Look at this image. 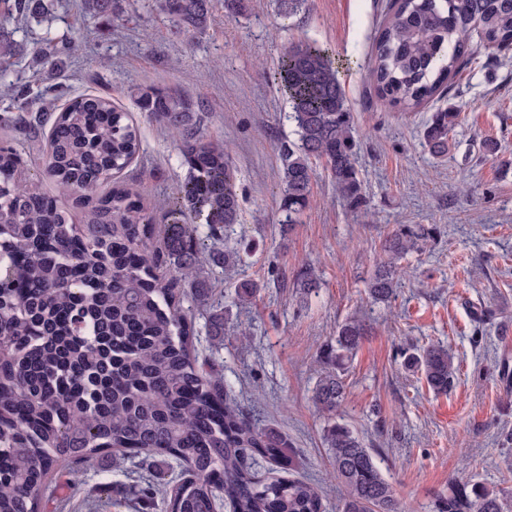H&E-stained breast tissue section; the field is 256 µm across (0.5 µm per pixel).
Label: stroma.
I'll return each instance as SVG.
<instances>
[{
  "label": "stroma",
  "mask_w": 512,
  "mask_h": 512,
  "mask_svg": "<svg viewBox=\"0 0 512 512\" xmlns=\"http://www.w3.org/2000/svg\"><path fill=\"white\" fill-rule=\"evenodd\" d=\"M215 21L193 39L174 37L154 0H129L112 19H83L80 0H54L43 23L11 21L24 49L45 31L75 37L79 52L58 67L19 63L15 75L42 88L63 83L76 93L110 97L140 129L141 151L121 181L163 207L187 171L174 136L137 111L131 89L154 85L191 98L207 135L230 150L242 203L239 224L224 234L242 258L216 271L224 290V341L212 342L196 317L197 347L224 375L260 427L285 436L297 470L339 512L323 441L326 419L312 402L316 354L349 317L367 328L346 377L343 421L372 448L401 512H436L452 480H470L512 500V389L499 378L512 366V49L470 34V63L433 100L412 112L379 101L368 78L371 47L392 14V0H304L282 21L275 0H247L235 14L214 0ZM328 49L355 118L354 164L365 202L339 199L324 164L316 166L312 201L298 224L279 222L278 142L292 130L274 72L288 48ZM463 106L446 157L432 156L424 131L434 113ZM497 142L488 155L484 140ZM400 224H433L438 237L402 260L391 303L369 300L364 280L383 259L382 243ZM317 289L297 285L305 267ZM259 286L255 299L234 300L240 279ZM493 310L483 327L474 310ZM448 346L458 367L448 394L434 395L401 365L403 348ZM141 459H103L78 489L54 494L55 512H136L129 504Z\"/></svg>",
  "instance_id": "1"
}]
</instances>
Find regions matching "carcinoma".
<instances>
[{"instance_id":"carcinoma-1","label":"carcinoma","mask_w":512,"mask_h":512,"mask_svg":"<svg viewBox=\"0 0 512 512\" xmlns=\"http://www.w3.org/2000/svg\"><path fill=\"white\" fill-rule=\"evenodd\" d=\"M3 18L27 21L48 12L46 0H0ZM125 0H84L89 18L124 13ZM173 33L193 37L214 21L213 0H155ZM512 49V0H395L372 48L370 82L391 107L412 112L447 87L472 55L468 36ZM77 41L49 33L33 52L39 64L75 53ZM20 52L0 30V63ZM279 79L297 139L280 143V223L296 224L310 204L314 162L323 161L336 192L363 204L354 165V115L329 52L294 46ZM9 104L0 121L46 140L44 173L19 177L21 158L0 145V512H49L52 478L76 488L103 457L120 452L158 457L168 471L142 478V510L159 498L166 512H326L321 492L295 475L286 439L252 423L222 374L196 349L191 300L224 335V307L204 265L238 266L224 228L238 223L240 203L224 141L201 130L189 99L152 85L136 88V107L177 139L189 178L154 223L153 207L115 181L140 152L129 113L100 95L61 86L33 92L0 71ZM465 106L436 112L424 139L432 155L448 153L449 134ZM80 209V221L40 188L42 175ZM212 243L198 248L195 219ZM435 228L400 224L382 244L385 259L367 280L374 303L395 296L400 260L420 252ZM364 339L361 321L338 326L321 350L312 400L327 415L324 442L343 491L341 512H400L371 449L336 420L345 372ZM436 394L456 376L444 345L403 353ZM275 464L265 476L254 461ZM508 500L477 482L454 480L437 512H509Z\"/></svg>"}]
</instances>
